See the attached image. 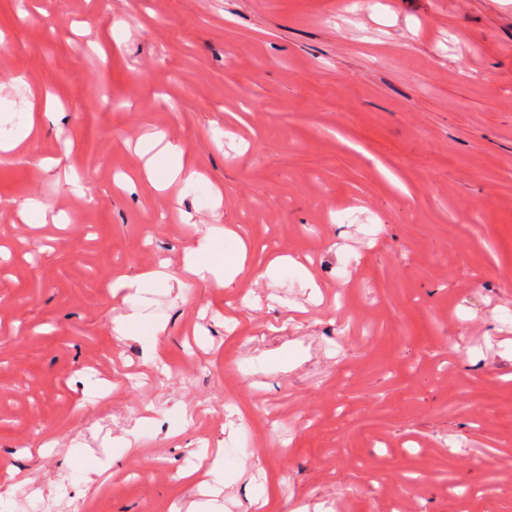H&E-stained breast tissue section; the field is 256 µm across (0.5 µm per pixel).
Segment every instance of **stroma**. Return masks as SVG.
<instances>
[{"label": "stroma", "instance_id": "35a3bbf8", "mask_svg": "<svg viewBox=\"0 0 512 512\" xmlns=\"http://www.w3.org/2000/svg\"><path fill=\"white\" fill-rule=\"evenodd\" d=\"M29 112L0 151L10 512H193L201 444L224 512H512V0H0V136ZM159 132L195 186L139 179ZM213 227L249 243L222 287L184 266ZM163 259L147 363L112 282Z\"/></svg>", "mask_w": 512, "mask_h": 512}]
</instances>
